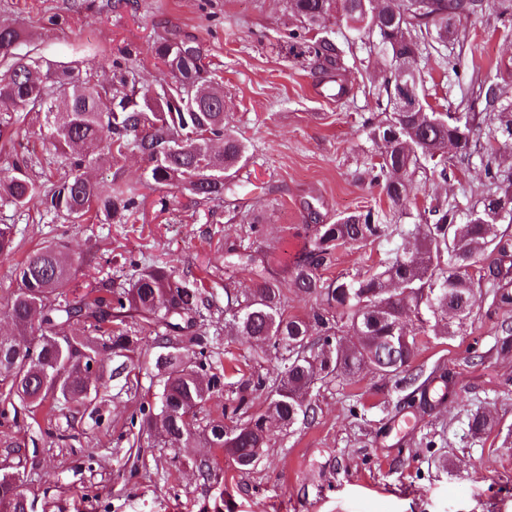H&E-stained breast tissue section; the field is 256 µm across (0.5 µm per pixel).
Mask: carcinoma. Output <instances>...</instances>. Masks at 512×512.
<instances>
[{
	"label": "carcinoma",
	"mask_w": 512,
	"mask_h": 512,
	"mask_svg": "<svg viewBox=\"0 0 512 512\" xmlns=\"http://www.w3.org/2000/svg\"><path fill=\"white\" fill-rule=\"evenodd\" d=\"M476 0H288V9L304 34L289 31V53L331 83L336 99L350 95L343 76L344 48L327 31L342 19L369 48L387 58L377 96L383 118L368 124L369 140L382 148L379 162L366 170L368 183L380 189L389 210L403 218L415 175L436 184L448 171L467 168L479 157L486 195L475 203L438 200L416 214L412 224H391L374 208L339 216L331 224L312 225L313 244L294 263V287L315 299L302 316L286 314L281 281L258 253L240 254L230 245L224 261L243 265L257 277L249 288L227 293L232 317L224 333L249 336L288 355L274 381L252 371L235 382L214 371L198 338L207 299L201 288L171 271L148 267L131 287L109 296L89 293L68 299L63 289L72 279V264L60 245L33 250L15 269L17 288L0 307L14 325L0 336V419L30 418L45 407L62 410L74 404L98 416V399L106 384L102 354L112 350L132 361L141 337L128 326L139 316L161 328L158 347L165 356L155 365L164 371L159 401L141 405L139 429L168 448H211L226 465L244 471L256 465L272 441V426L291 429L314 420L311 392L317 383L336 378L358 381L365 371L394 380L395 388L416 385L421 373L414 360L417 336L454 334L470 319L481 288H493L492 304L507 314L500 323L503 352L512 350V236L502 229L501 211L512 212V169L496 164L500 151L512 149V103L491 83L469 100L465 112H437L426 101L424 78L417 75L419 108L400 112L396 90L404 61L432 49L440 67L457 71L442 49L457 34V23L473 13ZM28 35L0 23V145L18 143L21 126L68 161V171L52 170L37 180L22 155L0 169V203L24 209L38 204L65 222H126L138 209L134 194L113 176L107 184L86 175L92 165L112 167L129 151L147 161V180L158 187H178L189 201L227 202L237 209L231 179L247 161L246 147L224 122V92L205 79V57L196 39L170 33L159 37L152 56L171 75L159 91L139 86L127 64L125 48L112 60V81L101 85L78 66L51 62L34 53H19ZM496 137L480 142L485 122ZM187 148L170 152L177 138ZM415 241L414 249L389 253L371 270L332 280L322 270L346 243L387 239L393 234ZM81 321L86 329L57 337L59 323ZM347 329L354 341L345 344ZM199 347L192 363L182 361L183 344ZM98 369L96 384L87 380L90 363ZM231 389L234 403L222 416L198 423L197 415L211 394ZM266 395L265 411L248 413L255 394ZM0 512H27L23 491L9 473L0 474Z\"/></svg>",
	"instance_id": "carcinoma-1"
}]
</instances>
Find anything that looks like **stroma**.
<instances>
[{"label": "stroma", "mask_w": 512, "mask_h": 512, "mask_svg": "<svg viewBox=\"0 0 512 512\" xmlns=\"http://www.w3.org/2000/svg\"><path fill=\"white\" fill-rule=\"evenodd\" d=\"M502 3L482 0L481 10L459 23L447 48L460 62L457 71L419 56L435 111H463L487 79L512 101V17ZM1 20L26 29L35 52L79 62L98 83L112 80L98 60L131 48L139 84L154 90L170 79L152 57L154 40L172 31L195 36L209 79L224 90V119L246 143L248 161L235 180L236 210L216 202L192 208L177 189L154 191L147 163L135 152L126 154L121 174L140 202L134 223L73 225L34 205L0 206V224L13 225L17 244L14 253L0 255V303L14 287L17 263L51 243L65 245L74 264L71 283L80 288L115 291L128 287L139 269L160 266L203 282L210 303L203 339L213 360L276 375L283 361L273 349L213 328L224 320L226 289L250 283L248 273L225 264L224 251L234 244L264 254L283 274L289 314L314 306L289 275L312 243L308 206H317L329 223L387 206L361 178L379 153L366 124L379 115L384 57L345 23L331 22V36L356 57L345 75L351 94L339 102L291 59L287 34L297 22L287 0H0ZM484 190L476 161L438 187L417 177L410 209L423 210L437 198L474 201ZM162 195L168 199L163 209L157 204ZM404 247L398 236L342 245L322 276L367 270ZM491 300L483 290L457 336H421L415 364L439 377L413 398L371 373L355 383H323L313 390L312 423L275 432L252 469L224 467L208 481L190 462L194 449L155 446L130 424L143 402L156 401L161 380L155 332L130 319L142 355L129 373L120 372L121 357L105 355L113 378L100 391L102 422L74 410L38 414L11 427L14 445H0V467L19 473L36 512H198L219 494L224 512H512V353L500 351L503 315ZM478 412L491 426L475 440L468 422Z\"/></svg>", "instance_id": "stroma-1"}]
</instances>
